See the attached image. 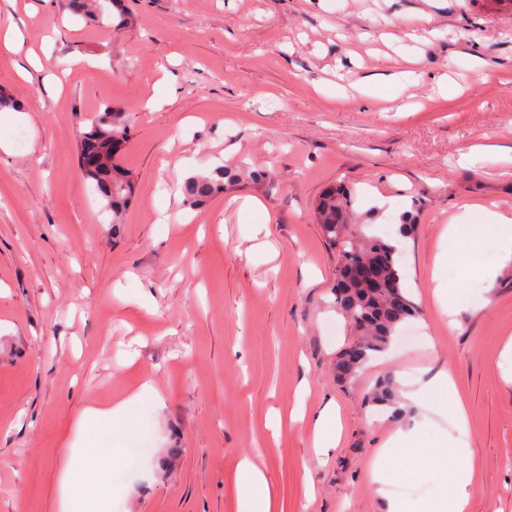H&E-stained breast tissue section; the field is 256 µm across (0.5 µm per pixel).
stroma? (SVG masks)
Returning a JSON list of instances; mask_svg holds the SVG:
<instances>
[{
  "instance_id": "obj_1",
  "label": "stroma",
  "mask_w": 512,
  "mask_h": 512,
  "mask_svg": "<svg viewBox=\"0 0 512 512\" xmlns=\"http://www.w3.org/2000/svg\"><path fill=\"white\" fill-rule=\"evenodd\" d=\"M133 24L86 27L66 0H0V512H62L85 407L153 379L138 466L104 512H238L254 458L276 512H388L372 465L398 430L456 437L447 413L393 416L368 397L448 372L467 406L469 512H512V257L479 232V265L439 261L470 202L512 209V0H127ZM11 44H4V34ZM125 110L135 179L125 224L77 165L96 110ZM265 171L191 209L164 183L223 165ZM371 235L404 213L403 283L418 308L349 384L336 255L315 222L331 184ZM260 201L254 209L252 201ZM470 302L445 313L435 280ZM148 302H141L142 294ZM343 431L310 464L313 418ZM461 463L393 462L396 501L440 500Z\"/></svg>"
}]
</instances>
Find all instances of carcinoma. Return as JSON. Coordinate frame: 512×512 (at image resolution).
<instances>
[{"mask_svg": "<svg viewBox=\"0 0 512 512\" xmlns=\"http://www.w3.org/2000/svg\"><path fill=\"white\" fill-rule=\"evenodd\" d=\"M69 8L88 26L121 30L132 20L125 0H69ZM130 131L127 114L107 104L81 132L77 145V155L99 157V166L83 177L95 184L106 201L114 226L124 223L133 193L134 178L120 162ZM235 180L236 172L222 166L207 175L191 176L179 186L183 203L190 208L203 205L223 194L224 187ZM354 203L349 191L333 185L315 205L316 223L336 252L335 305L356 335L337 356L336 376L342 382L354 380L375 355L386 349L396 329L417 314L402 283L398 248L382 237H369L363 232ZM370 400L376 405H395L393 380L380 381Z\"/></svg>", "mask_w": 512, "mask_h": 512, "instance_id": "carcinoma-1", "label": "carcinoma"}]
</instances>
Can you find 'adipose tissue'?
Listing matches in <instances>:
<instances>
[{"label": "adipose tissue", "instance_id": "ef3b65f1", "mask_svg": "<svg viewBox=\"0 0 512 512\" xmlns=\"http://www.w3.org/2000/svg\"><path fill=\"white\" fill-rule=\"evenodd\" d=\"M405 400L414 406L430 409L436 402H444L452 423L458 432L454 444L457 457L469 455L465 402L458 394L447 373H440L420 389L405 393ZM160 408L163 398L151 382L141 383L126 396L107 406H90L83 410L81 423L85 429L108 427V437L114 450L130 447L136 440V417L142 405ZM445 442L426 438L419 429L398 431L381 448L373 466V486L376 494H384L383 465L395 457L426 456L440 458ZM112 474L111 456L93 450L81 452L80 462L68 473L69 512H88L101 487L109 484ZM239 512H275V493L265 473L250 459H242L237 467Z\"/></svg>", "mask_w": 512, "mask_h": 512}]
</instances>
